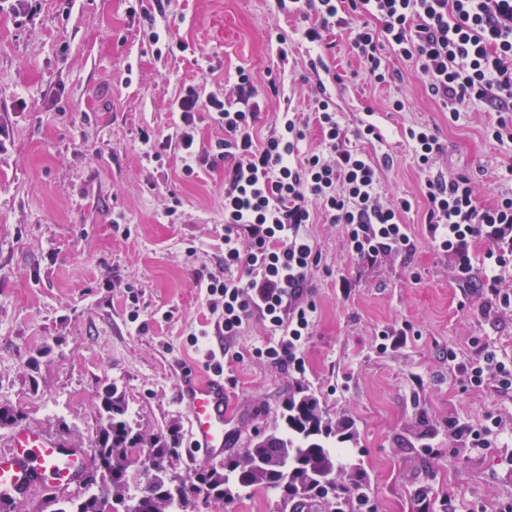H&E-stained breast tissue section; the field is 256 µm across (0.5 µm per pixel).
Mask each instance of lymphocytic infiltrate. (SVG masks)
Wrapping results in <instances>:
<instances>
[{
  "instance_id": "obj_1",
  "label": "lymphocytic infiltrate",
  "mask_w": 512,
  "mask_h": 512,
  "mask_svg": "<svg viewBox=\"0 0 512 512\" xmlns=\"http://www.w3.org/2000/svg\"><path fill=\"white\" fill-rule=\"evenodd\" d=\"M288 9L317 17V26L305 32L309 42H321L323 29L332 25L349 31L350 47L374 84L391 81L385 56L393 54L415 66L451 120H458L462 105H482L493 113L487 137L512 143V0H288ZM256 92L244 72L229 97L203 98L188 88L177 100L178 140L145 132L141 142L153 162L178 149L188 177L201 166H223L224 273L196 286L210 303L218 335L237 336L247 317L258 313L279 333L261 348V356L288 363L296 361L314 324L315 305L304 301L303 293L320 257L302 225L320 220L344 225L347 250L360 262L402 256L412 246L402 220L412 203L383 199L380 163L349 145L335 102L325 92L313 99L323 148L307 154L299 151L306 133L287 110L263 141H256ZM202 112L224 129L223 138L207 149L196 140ZM406 139L423 182L424 224L433 247L453 257L458 279H470L475 265H482L487 295L511 311L512 294L500 283L512 271V190L501 192L493 204H480L469 176L436 168L441 145L434 128L410 126ZM477 238L486 243L478 260L471 253ZM448 359L469 386L512 393L511 354L483 343L468 361L453 353Z\"/></svg>"
}]
</instances>
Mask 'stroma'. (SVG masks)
I'll list each match as a JSON object with an SVG mask.
<instances>
[{"label": "stroma", "mask_w": 512, "mask_h": 512, "mask_svg": "<svg viewBox=\"0 0 512 512\" xmlns=\"http://www.w3.org/2000/svg\"><path fill=\"white\" fill-rule=\"evenodd\" d=\"M38 0L33 18L0 11V125L10 154L0 160V405L17 427L93 448L109 386L123 395L132 427L175 437L171 469L187 477L203 463L188 457L189 414L177 400L180 368H204L190 333L214 319L198 279L221 274L224 169L182 173L178 153L146 161L141 131L175 137L173 104L187 87L232 92L239 70L260 91L258 136L278 112L299 119L326 86L338 120L354 135L364 109L380 118L383 140L370 156L386 200L412 203L403 221L414 247L372 263L351 258L341 224H306L321 254L308 278L314 326L299 355L303 369L257 357L273 335L251 314L228 343V405L247 448L283 423L296 385L308 387L329 419L353 422L345 441L367 473L376 512H501L512 504V395L467 387L448 362L472 356L476 342L512 354V311L480 286L482 270L456 280L448 254L435 250L423 224L426 200L406 128H435L437 166L474 177L481 204L512 186L505 168L512 144L485 135L490 116L465 107L453 121L428 94L412 64L388 56L395 79L370 83L349 51V33L330 28L333 50L307 43V21L278 0ZM186 44L157 55L145 17ZM286 44H279L278 36ZM279 92L271 94L269 82ZM406 109H389L390 98ZM182 202L180 220L165 211ZM123 218L116 230L113 218ZM194 255H187V248ZM138 311L131 320L130 311ZM409 325L379 350L381 331ZM497 416L487 449L464 451L457 425Z\"/></svg>", "instance_id": "1"}]
</instances>
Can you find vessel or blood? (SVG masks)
<instances>
[{"label":"vessel or blood","mask_w":512,"mask_h":512,"mask_svg":"<svg viewBox=\"0 0 512 512\" xmlns=\"http://www.w3.org/2000/svg\"><path fill=\"white\" fill-rule=\"evenodd\" d=\"M177 396L190 414L191 454L210 462L223 460L240 438L228 415L223 374L181 368ZM91 464L85 449L42 433L18 430L11 448L0 453V503H12L36 491L68 488Z\"/></svg>","instance_id":"obj_1"}]
</instances>
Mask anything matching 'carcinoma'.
I'll return each mask as SVG.
<instances>
[{"instance_id":"cac0c4a2","label":"carcinoma","mask_w":512,"mask_h":512,"mask_svg":"<svg viewBox=\"0 0 512 512\" xmlns=\"http://www.w3.org/2000/svg\"><path fill=\"white\" fill-rule=\"evenodd\" d=\"M125 413L123 396L107 389L92 459L100 481L91 493L57 501L54 512H122L128 504L136 512H196L201 501L224 502L254 488L276 493L290 512H374L361 465L341 461L331 442L348 423L329 421L304 387L288 396L282 428L187 478L171 473L176 441L133 430ZM134 448L155 462L136 482L129 480Z\"/></svg>"}]
</instances>
